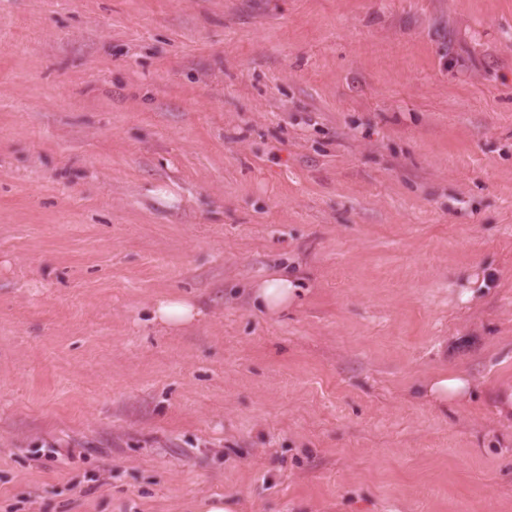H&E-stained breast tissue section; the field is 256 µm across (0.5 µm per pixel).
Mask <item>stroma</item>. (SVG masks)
Instances as JSON below:
<instances>
[{
    "label": "stroma",
    "mask_w": 512,
    "mask_h": 512,
    "mask_svg": "<svg viewBox=\"0 0 512 512\" xmlns=\"http://www.w3.org/2000/svg\"><path fill=\"white\" fill-rule=\"evenodd\" d=\"M511 392L512 0H0V512H512ZM254 289L259 304L268 312H277L287 307L295 293V288L284 276L268 278ZM202 311L191 298L165 295L153 303L154 321L169 330L180 329L198 320ZM469 383L466 378L459 375L444 374L436 376L428 385V395L437 401L461 399L468 392ZM236 498L232 496H212L198 501L195 512H240Z\"/></svg>",
    "instance_id": "stroma-1"
}]
</instances>
